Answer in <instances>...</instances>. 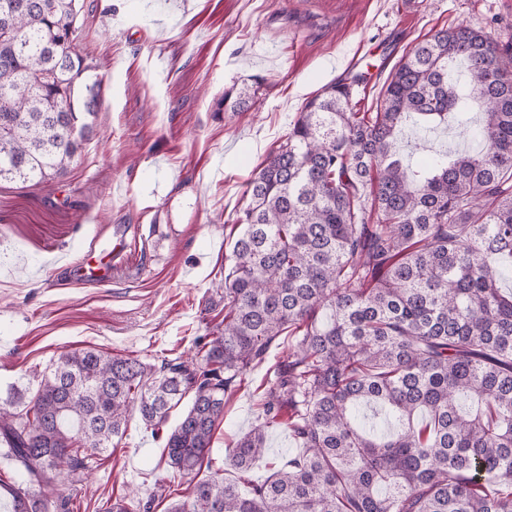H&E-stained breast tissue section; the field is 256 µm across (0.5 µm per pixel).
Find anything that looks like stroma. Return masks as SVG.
Listing matches in <instances>:
<instances>
[{"instance_id": "1", "label": "stroma", "mask_w": 512, "mask_h": 512, "mask_svg": "<svg viewBox=\"0 0 512 512\" xmlns=\"http://www.w3.org/2000/svg\"><path fill=\"white\" fill-rule=\"evenodd\" d=\"M81 52L97 66L105 105L61 182L0 184V405L23 407L59 355L94 347L148 364L190 349L220 310L205 301L224 276L255 167L306 99L347 72H367L358 110L381 100L380 66L459 23L512 41V0H82ZM251 90L245 112H219L225 91ZM110 277L64 285L59 259ZM287 345L273 347L224 409L209 457L258 422L252 395ZM162 438L132 414L114 453L92 458L57 494L67 512H104L133 494L168 512L190 479L163 461Z\"/></svg>"}]
</instances>
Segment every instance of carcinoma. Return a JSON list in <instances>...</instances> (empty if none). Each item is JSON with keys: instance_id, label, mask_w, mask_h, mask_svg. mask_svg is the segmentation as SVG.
<instances>
[{"instance_id": "carcinoma-1", "label": "carcinoma", "mask_w": 512, "mask_h": 512, "mask_svg": "<svg viewBox=\"0 0 512 512\" xmlns=\"http://www.w3.org/2000/svg\"><path fill=\"white\" fill-rule=\"evenodd\" d=\"M79 0H0V183L58 181L98 135L95 66L78 51ZM364 73L325 86L248 183L216 285L224 319L150 365L62 354L20 411L0 408L11 512H57L58 481L117 448L131 409L165 433L166 463L200 471L228 396L288 338L256 388L261 423L229 449L240 473L266 428L299 447L243 489L219 473L168 512H512V42L458 24L391 68L374 112ZM245 91L216 111L248 110ZM455 125L464 149L405 161L400 135ZM88 136L72 135V128ZM384 410L388 430L362 407ZM125 495L104 512H136Z\"/></svg>"}]
</instances>
